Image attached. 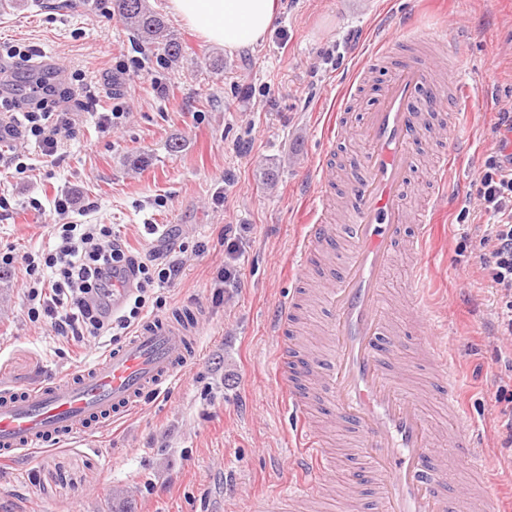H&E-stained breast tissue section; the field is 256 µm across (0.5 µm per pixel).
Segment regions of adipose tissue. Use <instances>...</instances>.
Segmentation results:
<instances>
[{"mask_svg":"<svg viewBox=\"0 0 512 512\" xmlns=\"http://www.w3.org/2000/svg\"><path fill=\"white\" fill-rule=\"evenodd\" d=\"M168 9L206 41L234 54L264 41L278 0H169Z\"/></svg>","mask_w":512,"mask_h":512,"instance_id":"adipose-tissue-1","label":"adipose tissue"}]
</instances>
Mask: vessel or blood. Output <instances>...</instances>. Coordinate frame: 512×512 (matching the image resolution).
<instances>
[{
    "instance_id": "1",
    "label": "vessel or blood",
    "mask_w": 512,
    "mask_h": 512,
    "mask_svg": "<svg viewBox=\"0 0 512 512\" xmlns=\"http://www.w3.org/2000/svg\"><path fill=\"white\" fill-rule=\"evenodd\" d=\"M371 56L386 68L383 88L374 107L357 118L348 107L364 72H356L342 91L337 111L325 125L329 146L315 168L312 216L293 250L292 274L300 281L320 257L337 259L317 286L330 312L321 325L326 359L300 353L282 339L283 317L294 314L300 304L296 296L281 304L270 323L271 334L278 338L277 384L297 423L291 459L306 476L288 494L268 498L263 512H287L320 491L342 464L329 451L326 436L310 423L314 393L328 403V419L356 436V470L351 483L343 486V496H353L365 485L373 493V512H504L501 497L484 479L491 461L478 432L460 412L452 413L448 446L480 478L476 484L455 481L452 471L440 464L436 429L421 399L406 390L403 360L411 346L434 362L448 384L449 403L458 398L457 368L432 308L420 289H409L415 314L404 335L396 336L384 298L396 250L416 257L415 277H422L429 266L433 218L448 195L454 158L441 152L423 159L422 131L426 122L453 112L447 90L459 80L457 67L448 65L442 76H435L429 62L410 58L392 38L377 43ZM352 126L363 149L348 181V223L339 228L327 213L336 191L333 144ZM417 171L430 192L412 213L405 200ZM198 329L197 320L181 313L150 318L89 368L26 393L0 391V454L29 452L132 412L145 393L162 391L194 358Z\"/></svg>"
}]
</instances>
